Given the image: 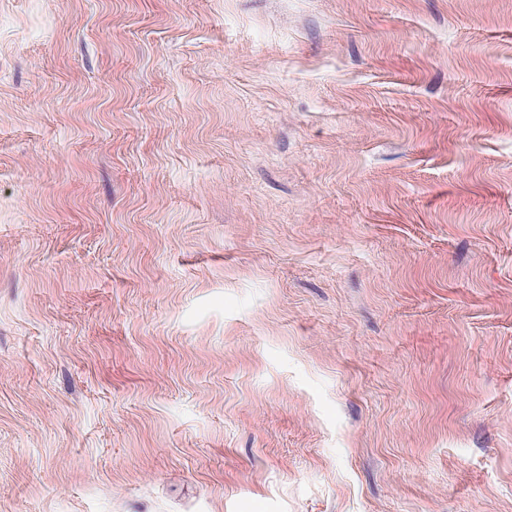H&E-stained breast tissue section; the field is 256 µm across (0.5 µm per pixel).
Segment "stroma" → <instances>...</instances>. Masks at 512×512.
<instances>
[{
    "label": "stroma",
    "mask_w": 512,
    "mask_h": 512,
    "mask_svg": "<svg viewBox=\"0 0 512 512\" xmlns=\"http://www.w3.org/2000/svg\"><path fill=\"white\" fill-rule=\"evenodd\" d=\"M0 512H512V0H0Z\"/></svg>",
    "instance_id": "1"
}]
</instances>
